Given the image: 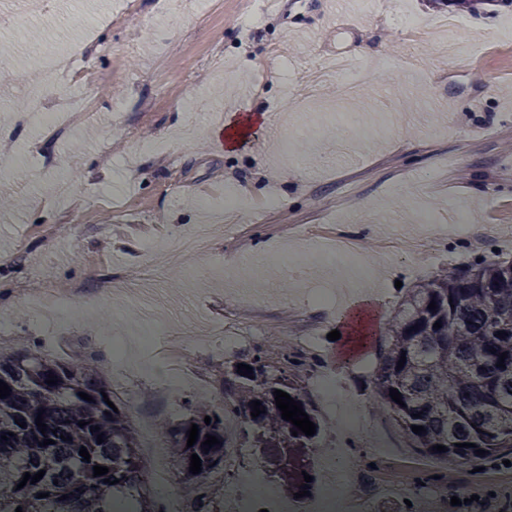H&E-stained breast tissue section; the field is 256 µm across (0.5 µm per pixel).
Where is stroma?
Listing matches in <instances>:
<instances>
[{"instance_id":"35a3bbf8","label":"stroma","mask_w":512,"mask_h":512,"mask_svg":"<svg viewBox=\"0 0 512 512\" xmlns=\"http://www.w3.org/2000/svg\"><path fill=\"white\" fill-rule=\"evenodd\" d=\"M119 0H55L58 30L30 23L13 29L12 68L0 76L7 104L0 128L14 127L0 155V194L20 195L18 210H0V312L14 325L9 355L31 352L75 361L96 356L116 403L133 430L144 419L172 425L203 395H219L237 366L264 352L273 373L297 382L316 417L323 403L312 387L316 375L335 372L342 398L360 407L368 425L351 450L359 464L348 487L369 494L377 512L426 503L428 512H483L500 505L503 463L480 472L464 466L453 482H435L439 462L416 472L407 496L375 494L379 480L399 478L412 455L387 417L375 410L369 386L382 335L350 359L327 335L339 328L343 305L308 300L314 288L337 287L332 269L311 266L313 234L348 235L364 247L371 275L365 292L386 322L402 288L439 271L494 255L512 257V11L494 5L458 11L437 0H405L427 28L447 18L455 28L443 41H408L392 19V0L366 9L344 0L335 23L324 24L323 0H280L269 17L245 23L254 0H201L184 12L185 0H131L122 26L107 18ZM82 48L80 77L45 74L54 89L66 86L91 99L95 114L76 120L55 137L28 126L15 128L19 94L36 43ZM360 64L359 95L337 106L335 82L325 83L307 109L295 110L301 72L332 58ZM359 113L366 129L351 141V154L334 153L339 126L324 114ZM237 120L274 112L276 134L255 124L243 144L226 150L214 136L227 112ZM249 186L260 201L276 196L280 211H257L241 230H224L208 254H172L164 272L144 281L152 258L143 243L164 233L187 234L197 226L199 195L220 206L225 189ZM471 231L456 234L459 211ZM446 229L423 261L409 257L378 263L382 244L401 235L410 242L422 212ZM288 244L299 268L281 277L256 255ZM81 289L75 319L63 321L35 303L48 283ZM253 306L257 313L233 348L213 346L202 328L229 312ZM177 321L190 352V382L161 393L155 375L140 366L143 331ZM315 336L307 349L306 336ZM124 344L126 372L117 376L113 339ZM305 364L297 365L293 356ZM337 431L320 425L324 445ZM277 456L265 475L287 499L288 451L243 445L236 468L207 476L214 505L226 492L242 491L240 472ZM481 485V501L468 490ZM461 505H452V498Z\"/></svg>"}]
</instances>
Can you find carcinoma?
<instances>
[{
  "instance_id": "carcinoma-1",
  "label": "carcinoma",
  "mask_w": 512,
  "mask_h": 512,
  "mask_svg": "<svg viewBox=\"0 0 512 512\" xmlns=\"http://www.w3.org/2000/svg\"><path fill=\"white\" fill-rule=\"evenodd\" d=\"M433 301L436 309L430 310ZM438 320L442 327L435 329ZM499 331L508 336L496 337ZM503 352L507 358L502 369L496 363ZM402 355L406 362L399 369ZM250 366L252 376L236 375L224 402L199 399L188 418L165 431L184 480L197 484L202 495L198 512H210L209 486L201 479L224 470V409L238 414L243 433L257 428L266 447L288 449L290 473L298 469L302 449L312 447L313 437L292 435L294 425L276 407L273 392L281 388L279 377L261 358ZM50 373L58 379L54 386L45 383ZM0 380L11 389L10 396L0 399V435L8 436L0 442V512H15L19 506L23 512H114L118 500L128 505L127 512H156L148 491L151 473L140 459L127 413L121 408L115 412L104 402L112 392L95 358L71 363L36 354H0ZM372 383L376 408L390 418L411 453L456 469L512 454V258L452 267L409 289L388 319ZM392 388L402 394L406 407L391 399ZM80 392L93 401L82 399ZM254 400L265 407L256 418L250 415ZM41 409L44 434L35 423ZM417 412L421 417H413ZM207 416L212 418L208 425ZM18 420L27 427L16 424ZM81 420L87 422L82 428ZM193 423L198 425V442L188 448L186 431ZM413 425L426 433H414ZM92 426L100 430L92 432ZM99 433L104 434L101 444ZM208 434L220 444L204 452L201 442ZM45 439L54 443L39 446ZM464 442L476 447L463 448ZM436 444L448 451L432 452ZM83 446L91 455L88 462L79 455ZM477 447L488 454H475ZM193 453L201 459L199 474L189 472ZM97 464L109 472L93 476ZM41 469L46 473L39 482L14 490L23 473ZM106 478L119 483L109 485ZM40 493L48 497L40 498Z\"/></svg>"
}]
</instances>
